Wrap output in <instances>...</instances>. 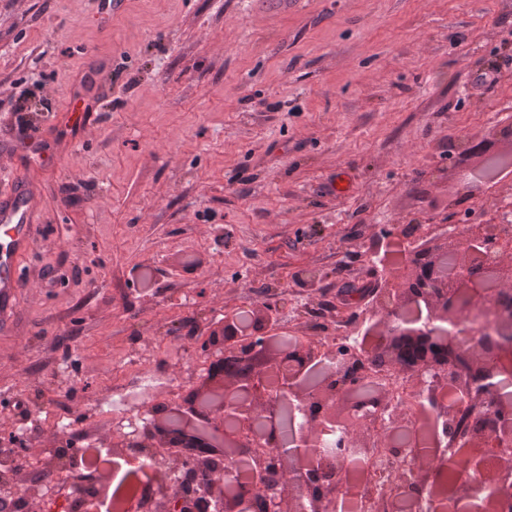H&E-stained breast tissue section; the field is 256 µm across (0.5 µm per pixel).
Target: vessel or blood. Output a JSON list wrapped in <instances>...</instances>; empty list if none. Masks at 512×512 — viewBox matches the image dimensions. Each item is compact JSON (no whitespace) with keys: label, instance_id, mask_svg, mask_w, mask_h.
I'll return each mask as SVG.
<instances>
[{"label":"vessel or blood","instance_id":"obj_1","mask_svg":"<svg viewBox=\"0 0 512 512\" xmlns=\"http://www.w3.org/2000/svg\"><path fill=\"white\" fill-rule=\"evenodd\" d=\"M126 0H92L93 13L101 26L123 12ZM94 93L90 85H78L52 126L73 128L84 122ZM0 155L47 163L50 145L43 134L34 132L0 145ZM39 196L21 167H13L7 189L0 191V324H12L16 317V300L24 286L20 260L30 246Z\"/></svg>","mask_w":512,"mask_h":512}]
</instances>
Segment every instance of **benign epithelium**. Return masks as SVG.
Segmentation results:
<instances>
[{
  "mask_svg": "<svg viewBox=\"0 0 512 512\" xmlns=\"http://www.w3.org/2000/svg\"><path fill=\"white\" fill-rule=\"evenodd\" d=\"M382 248L378 241L370 251L381 292L360 336H344L333 348L321 340L299 341L290 351L270 335L277 323L270 304L263 303L249 333L226 316L199 350L212 364L244 355L253 364L250 374L219 378L205 373L177 406H146L113 430L112 457L132 466L134 478H139L141 458L159 455L149 485L155 512H255L253 495L235 490L241 441L224 430V420L238 419L244 434L249 419L257 416L266 418V442L253 454L251 468L277 473L276 486L265 495V512H339L348 500L359 501L361 512L376 502L386 504L388 512H401L403 502L417 512H448L450 461L458 478L471 482L456 510L499 512L501 490L512 484V405L497 398L512 378V242L494 222L473 224L465 236L449 230L439 238H417L396 272ZM448 256L455 259L450 274L442 268ZM465 311L485 317L491 328L476 326L475 344L461 349L455 332ZM421 340L431 351L409 355L407 346ZM376 352L385 361L377 390L370 395L351 391L350 377L362 373ZM201 396L216 402L207 432L213 440H224V452L188 459L169 442L171 417L175 411L196 413ZM284 403L294 407L298 420V432L286 447L278 442L277 408ZM488 403L493 411L487 424L458 436L457 448L448 453L445 407L476 411ZM376 417L388 430L422 420L428 438L400 445L389 456V468L380 471L379 449L394 441L370 433ZM336 434L347 451L335 458V468L361 459L368 475L328 486L320 479L319 464L326 440ZM99 484L98 479L75 484L90 512H100Z\"/></svg>",
  "mask_w": 512,
  "mask_h": 512,
  "instance_id": "1",
  "label": "benign epithelium"
}]
</instances>
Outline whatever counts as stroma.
<instances>
[{"instance_id": "35a3bbf8", "label": "stroma", "mask_w": 512, "mask_h": 512, "mask_svg": "<svg viewBox=\"0 0 512 512\" xmlns=\"http://www.w3.org/2000/svg\"><path fill=\"white\" fill-rule=\"evenodd\" d=\"M93 58L97 120L30 172L0 459L23 422L52 472L57 415L108 436L113 391L181 385L210 321L268 290L288 335L354 332L380 290L377 238L512 213V173L468 192L455 151L512 119V0H127L106 28L89 0H0V141L46 126ZM348 284L366 292L354 309ZM149 355L162 383L124 365Z\"/></svg>"}]
</instances>
